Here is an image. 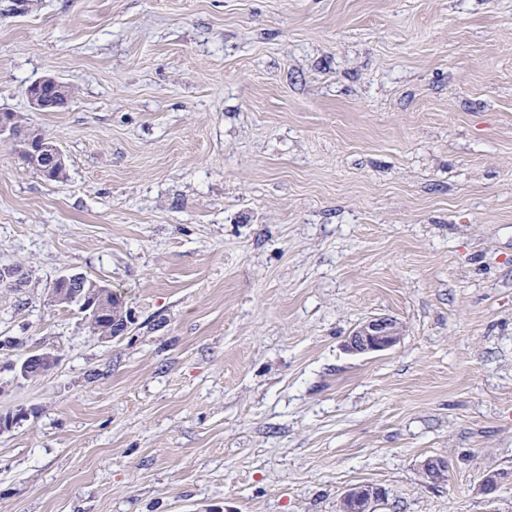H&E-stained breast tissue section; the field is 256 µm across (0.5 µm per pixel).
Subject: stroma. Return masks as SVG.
Here are the masks:
<instances>
[{"label":"stroma","instance_id":"stroma-1","mask_svg":"<svg viewBox=\"0 0 512 512\" xmlns=\"http://www.w3.org/2000/svg\"><path fill=\"white\" fill-rule=\"evenodd\" d=\"M0 111V512H512V0H0ZM45 88L51 91L56 105L66 103L71 96L70 87L57 77L46 76L36 80L26 88L29 106L35 112H45L53 106L45 95ZM0 139L9 140L19 156H22L27 162L30 160L32 165L42 166L47 176L58 165L63 164L64 153L49 138L35 139L16 136L11 118L5 112L0 113ZM56 282L58 283L53 285V294H55L57 297H62L65 293L66 288H63L62 286L59 287L61 290H57L59 289L57 286L60 284V282H64L67 287L78 286L81 288L80 291L84 292L86 296L87 309L96 314H100L103 311V308L106 306L107 296L111 292V289H109L107 285L99 284L98 282L89 280L85 275L81 273L64 275L60 277ZM51 302H54L55 305L62 307H78V310L85 314L90 331L94 335L101 336L102 339L107 341L123 335L128 329V322L124 318L123 321H118L119 316L123 315L125 311L124 301L120 293L117 294V292L114 291L110 293V298L108 300V315H106L105 319H97L95 322H91L89 313L83 309L84 300L80 299L79 297H75L71 291L66 295L64 299H51ZM112 311L118 316L114 317V320H112ZM105 328H109L112 334L108 336H102ZM403 327L392 318H371L361 323L348 337L347 348L353 353H378L396 346ZM448 471V461L439 456L426 458L420 465V474L426 484H436L440 481L439 476ZM441 481L445 480L446 473ZM386 498V489L372 484L354 485L340 496L343 503L353 508V511L349 512H377Z\"/></svg>","mask_w":512,"mask_h":512}]
</instances>
